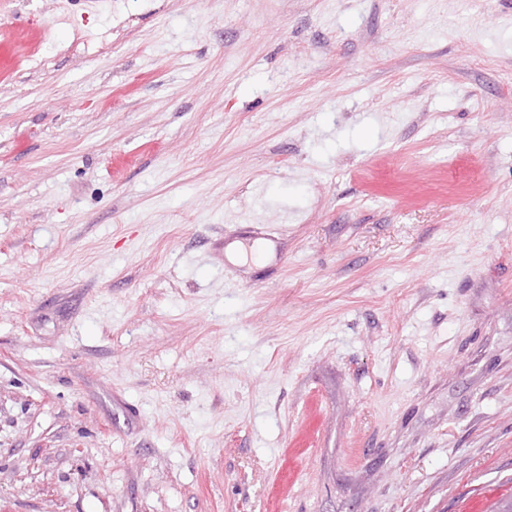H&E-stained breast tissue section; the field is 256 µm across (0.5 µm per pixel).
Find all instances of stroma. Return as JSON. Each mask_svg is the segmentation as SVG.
Wrapping results in <instances>:
<instances>
[{
	"mask_svg": "<svg viewBox=\"0 0 512 512\" xmlns=\"http://www.w3.org/2000/svg\"><path fill=\"white\" fill-rule=\"evenodd\" d=\"M0 54V512L512 497V0H0Z\"/></svg>",
	"mask_w": 512,
	"mask_h": 512,
	"instance_id": "obj_1",
	"label": "stroma"
}]
</instances>
